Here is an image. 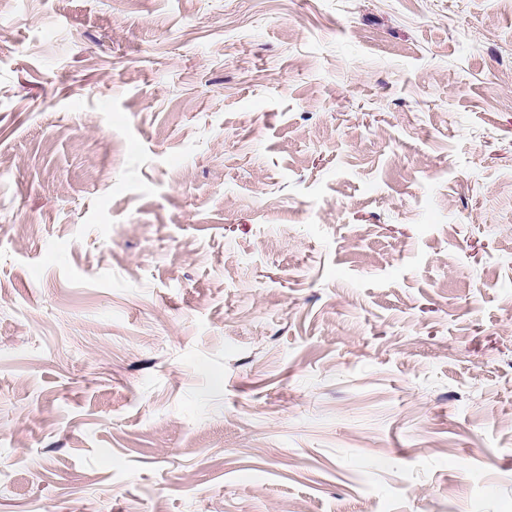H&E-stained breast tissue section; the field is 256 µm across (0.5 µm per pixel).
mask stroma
Returning <instances> with one entry per match:
<instances>
[{
    "label": "stroma",
    "instance_id": "obj_1",
    "mask_svg": "<svg viewBox=\"0 0 512 512\" xmlns=\"http://www.w3.org/2000/svg\"><path fill=\"white\" fill-rule=\"evenodd\" d=\"M0 512H512V0H0Z\"/></svg>",
    "mask_w": 512,
    "mask_h": 512
}]
</instances>
